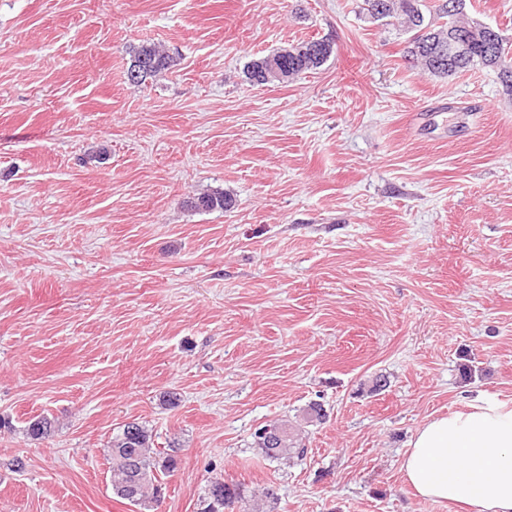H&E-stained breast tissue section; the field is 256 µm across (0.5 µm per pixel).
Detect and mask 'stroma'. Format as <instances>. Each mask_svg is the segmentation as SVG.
Listing matches in <instances>:
<instances>
[{"label": "stroma", "mask_w": 512, "mask_h": 512, "mask_svg": "<svg viewBox=\"0 0 512 512\" xmlns=\"http://www.w3.org/2000/svg\"><path fill=\"white\" fill-rule=\"evenodd\" d=\"M361 2L0 0V512H144L112 493L132 421L178 449L162 512L218 478L274 512H465L401 463L512 404V94L410 68ZM322 37L320 68L246 80ZM145 43L174 64L133 86ZM281 419L285 464L254 444ZM184 204L196 211L210 212L231 208L233 199L223 192H212L189 197Z\"/></svg>", "instance_id": "35a3bbf8"}]
</instances>
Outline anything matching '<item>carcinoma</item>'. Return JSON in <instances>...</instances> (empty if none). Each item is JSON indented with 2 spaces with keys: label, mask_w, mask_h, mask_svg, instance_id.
I'll use <instances>...</instances> for the list:
<instances>
[{
  "label": "carcinoma",
  "mask_w": 512,
  "mask_h": 512,
  "mask_svg": "<svg viewBox=\"0 0 512 512\" xmlns=\"http://www.w3.org/2000/svg\"><path fill=\"white\" fill-rule=\"evenodd\" d=\"M466 0H459V9L448 13V0H362L365 17L387 25H399L410 34L407 47L408 63L422 68L434 77H448L476 68L497 71L503 86L512 93V73L503 71L502 61L512 60V42L498 29L467 17ZM470 43L469 56L448 62L455 53V39ZM333 54V44L327 39H311L302 45L277 51L256 59L247 66L246 78L253 86L273 81L287 82L299 75L320 68ZM145 65L135 83L140 84L168 70L173 58L155 45H142L134 54L133 65ZM184 204L196 211L210 212L232 207L233 199L222 192L203 193L187 198ZM54 421L41 417L27 427L34 440L48 436ZM257 447L268 460L286 461L294 454L305 452L288 443V424L272 422L255 433ZM112 490L117 497L133 505L146 507L158 501L162 483L158 471L173 472L177 468L175 455L154 448L152 432L143 423L129 422L112 437L110 445ZM206 512H224L241 501L236 485L215 479L208 486Z\"/></svg>",
  "instance_id": "obj_1"
}]
</instances>
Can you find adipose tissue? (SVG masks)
Returning a JSON list of instances; mask_svg holds the SVG:
<instances>
[{"label": "adipose tissue", "instance_id": "1", "mask_svg": "<svg viewBox=\"0 0 512 512\" xmlns=\"http://www.w3.org/2000/svg\"><path fill=\"white\" fill-rule=\"evenodd\" d=\"M402 472L422 498L512 512V406L477 398L432 418L413 436Z\"/></svg>", "mask_w": 512, "mask_h": 512}]
</instances>
